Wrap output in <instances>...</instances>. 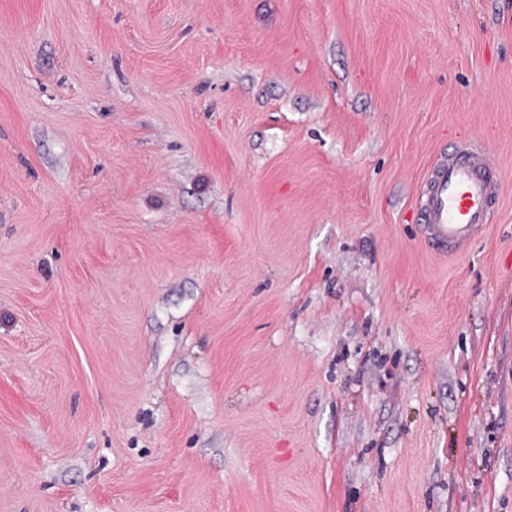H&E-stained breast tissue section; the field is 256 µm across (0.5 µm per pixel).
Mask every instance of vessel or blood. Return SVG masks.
Wrapping results in <instances>:
<instances>
[{
    "label": "vessel or blood",
    "mask_w": 512,
    "mask_h": 512,
    "mask_svg": "<svg viewBox=\"0 0 512 512\" xmlns=\"http://www.w3.org/2000/svg\"><path fill=\"white\" fill-rule=\"evenodd\" d=\"M493 193L490 165L474 146L464 144L441 157L417 197L425 243L440 254H462L488 224Z\"/></svg>",
    "instance_id": "1"
}]
</instances>
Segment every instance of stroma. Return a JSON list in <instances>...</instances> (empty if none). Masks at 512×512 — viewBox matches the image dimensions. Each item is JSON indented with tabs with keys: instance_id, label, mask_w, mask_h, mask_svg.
Here are the masks:
<instances>
[{
	"instance_id": "obj_1",
	"label": "stroma",
	"mask_w": 512,
	"mask_h": 512,
	"mask_svg": "<svg viewBox=\"0 0 512 512\" xmlns=\"http://www.w3.org/2000/svg\"><path fill=\"white\" fill-rule=\"evenodd\" d=\"M0 512H512V0H0ZM494 193L490 165L482 152L462 144L441 156L417 197L419 229L425 243L439 254L464 252L489 224Z\"/></svg>"
}]
</instances>
